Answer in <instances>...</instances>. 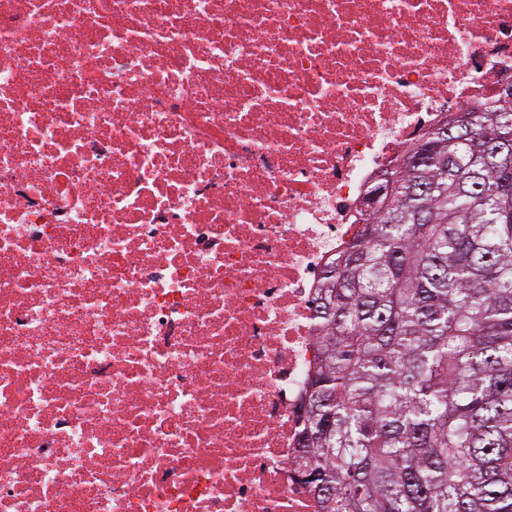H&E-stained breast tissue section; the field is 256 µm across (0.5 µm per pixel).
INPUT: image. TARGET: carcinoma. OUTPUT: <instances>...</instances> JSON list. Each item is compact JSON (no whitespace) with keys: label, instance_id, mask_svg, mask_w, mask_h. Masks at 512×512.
Returning a JSON list of instances; mask_svg holds the SVG:
<instances>
[{"label":"carcinoma","instance_id":"cac0c4a2","mask_svg":"<svg viewBox=\"0 0 512 512\" xmlns=\"http://www.w3.org/2000/svg\"><path fill=\"white\" fill-rule=\"evenodd\" d=\"M314 301L319 512H512V99L444 112Z\"/></svg>","mask_w":512,"mask_h":512}]
</instances>
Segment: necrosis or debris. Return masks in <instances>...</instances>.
I'll return each instance as SVG.
<instances>
[{"instance_id": "obj_1", "label": "necrosis or debris", "mask_w": 512, "mask_h": 512, "mask_svg": "<svg viewBox=\"0 0 512 512\" xmlns=\"http://www.w3.org/2000/svg\"><path fill=\"white\" fill-rule=\"evenodd\" d=\"M510 77L512 0H0V512H319L324 267Z\"/></svg>"}]
</instances>
